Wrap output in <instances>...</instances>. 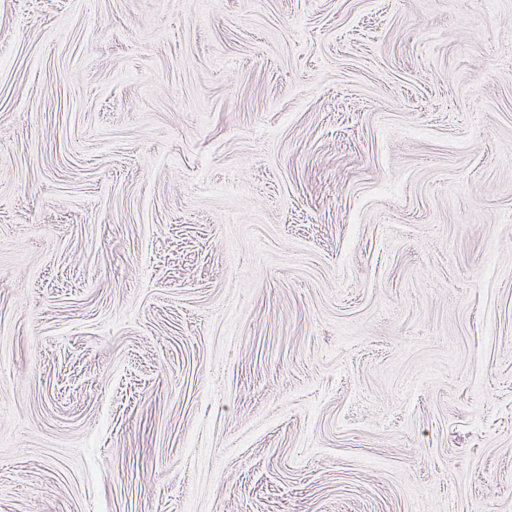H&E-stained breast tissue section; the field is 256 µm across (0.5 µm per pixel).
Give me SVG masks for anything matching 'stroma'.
<instances>
[{
  "label": "stroma",
  "mask_w": 512,
  "mask_h": 512,
  "mask_svg": "<svg viewBox=\"0 0 512 512\" xmlns=\"http://www.w3.org/2000/svg\"><path fill=\"white\" fill-rule=\"evenodd\" d=\"M0 512H512V0H0Z\"/></svg>",
  "instance_id": "stroma-1"
}]
</instances>
